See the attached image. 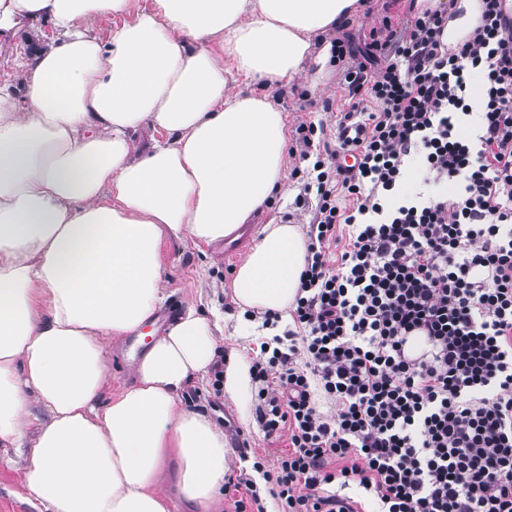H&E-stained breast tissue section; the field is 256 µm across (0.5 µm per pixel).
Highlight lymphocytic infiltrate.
I'll return each instance as SVG.
<instances>
[{
	"label": "lymphocytic infiltrate",
	"mask_w": 512,
	"mask_h": 512,
	"mask_svg": "<svg viewBox=\"0 0 512 512\" xmlns=\"http://www.w3.org/2000/svg\"><path fill=\"white\" fill-rule=\"evenodd\" d=\"M447 25L433 7L331 47L349 110L313 164L293 326L250 366L286 442L253 463L276 512H337L354 485L377 512H512V0H478L458 47Z\"/></svg>",
	"instance_id": "f902f5d3"
}]
</instances>
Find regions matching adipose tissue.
Here are the masks:
<instances>
[{"mask_svg": "<svg viewBox=\"0 0 512 512\" xmlns=\"http://www.w3.org/2000/svg\"><path fill=\"white\" fill-rule=\"evenodd\" d=\"M360 8L0 0V47L31 21L54 31L23 65L22 98L0 85V447L24 458L40 512H173L176 497L215 512L224 433L182 402L216 361L214 323L187 308L106 400L111 342L165 301L164 238L224 240L272 199L287 129L268 90ZM239 78L268 90L236 91ZM143 126L164 137L141 154ZM305 257L296 225H264L233 279L240 306L286 312Z\"/></svg>", "mask_w": 512, "mask_h": 512, "instance_id": "obj_1", "label": "adipose tissue"}]
</instances>
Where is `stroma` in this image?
I'll return each instance as SVG.
<instances>
[{
    "instance_id": "stroma-1",
    "label": "stroma",
    "mask_w": 512,
    "mask_h": 512,
    "mask_svg": "<svg viewBox=\"0 0 512 512\" xmlns=\"http://www.w3.org/2000/svg\"><path fill=\"white\" fill-rule=\"evenodd\" d=\"M385 0H365L362 12L352 21L327 37L318 38L316 47L346 36L362 43L370 29L380 24L385 14ZM53 32L49 25L38 24L34 31L15 37L9 52L0 54V82L12 85L20 80V64L33 51L37 41H49ZM348 89L343 72L336 64L320 63L309 57L293 77L288 88L272 92V100L286 117L287 146L293 149L281 179V189L262 211L254 215V228L266 224L290 222L305 229L312 222L313 207L296 208L294 201L308 180V162L296 157L299 149L298 128L312 124L322 128V143L329 150L337 148V128L342 112L347 111ZM164 286L168 294L163 307L183 313L187 306L196 307L207 319L217 320L216 334L219 355L236 354L248 358L251 348L272 337L273 328L264 326L262 317H244L233 291L232 282L239 260L224 256L223 243L206 245L192 237L166 238L160 246ZM212 376L195 380L184 391L182 400L188 407L206 413L224 431L233 465L232 475H239L243 455L263 453L270 449L255 416V394L247 392L243 400L228 395L214 396ZM22 460L16 459L9 448L0 447V512H37L28 501L21 482Z\"/></svg>"
}]
</instances>
